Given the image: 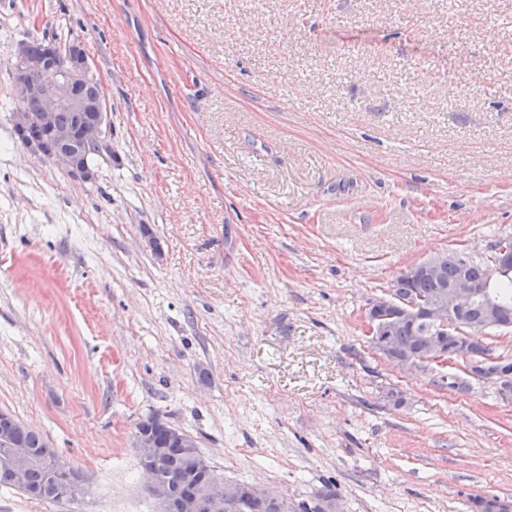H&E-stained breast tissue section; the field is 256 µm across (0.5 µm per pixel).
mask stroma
Listing matches in <instances>:
<instances>
[{
    "label": "stroma",
    "instance_id": "stroma-1",
    "mask_svg": "<svg viewBox=\"0 0 512 512\" xmlns=\"http://www.w3.org/2000/svg\"><path fill=\"white\" fill-rule=\"evenodd\" d=\"M53 36L103 81L90 182L13 133L14 50ZM506 233L512 0H0V411L81 480L0 512H156L150 415L297 506L512 500L495 380L366 335L407 266Z\"/></svg>",
    "mask_w": 512,
    "mask_h": 512
}]
</instances>
